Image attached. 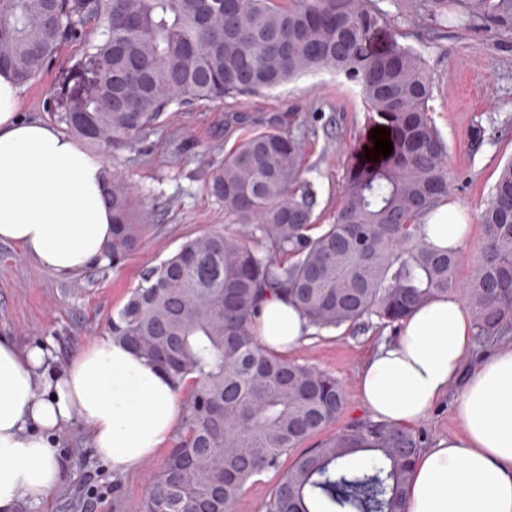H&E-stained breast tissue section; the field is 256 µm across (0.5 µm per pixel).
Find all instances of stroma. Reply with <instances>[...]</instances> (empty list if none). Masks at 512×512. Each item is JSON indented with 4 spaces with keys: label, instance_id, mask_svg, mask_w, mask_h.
<instances>
[{
    "label": "stroma",
    "instance_id": "obj_1",
    "mask_svg": "<svg viewBox=\"0 0 512 512\" xmlns=\"http://www.w3.org/2000/svg\"><path fill=\"white\" fill-rule=\"evenodd\" d=\"M376 3L387 23L374 32L371 47L382 52L396 41L421 54L433 82L430 115L448 145L449 194L480 214L503 164L512 160V28L464 23L459 0H448L444 18L433 16L430 0ZM99 37V28L88 24L49 68L22 86L24 117L60 126L58 99L75 84L90 43ZM229 112L279 118L302 141L316 200L314 221L329 223L342 200L347 152L365 132L362 100L352 84L320 71L273 91L172 106L142 141L105 160L111 175L139 197L146 223L157 225V232L119 262L102 261L69 280L18 246L0 243V336L22 348L50 341L58 364H65L106 335L109 318L148 270L186 239L224 227V205L206 182L235 141L226 132ZM396 333V327L375 325L318 331L289 352V359L336 375L347 394L344 413L327 433L307 439L306 447L365 419L358 374L372 347ZM56 441L65 479L40 512H142L150 478L170 454L162 449L133 473L118 475L93 455L81 423L63 427Z\"/></svg>",
    "mask_w": 512,
    "mask_h": 512
}]
</instances>
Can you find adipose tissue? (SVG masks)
Listing matches in <instances>:
<instances>
[{"label": "adipose tissue", "mask_w": 512, "mask_h": 512, "mask_svg": "<svg viewBox=\"0 0 512 512\" xmlns=\"http://www.w3.org/2000/svg\"><path fill=\"white\" fill-rule=\"evenodd\" d=\"M20 94L0 69V242L69 278L100 260L112 239V210L103 203L109 175L70 136L22 118ZM419 232L437 249L461 252L472 216L444 199L422 217ZM254 328L278 352L314 332L277 295L263 300ZM474 335L457 296L434 299L372 349L358 374L363 409L406 429L445 396L454 398L459 430L417 454L407 512H512V340L471 373ZM53 361L51 343L22 350L0 336V512L37 507L60 486L54 435L62 425L86 426L97 457L123 474L167 446L182 416L171 381L112 337L61 369Z\"/></svg>", "instance_id": "adipose-tissue-1"}]
</instances>
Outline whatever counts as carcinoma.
<instances>
[{
    "instance_id": "1",
    "label": "carcinoma",
    "mask_w": 512,
    "mask_h": 512,
    "mask_svg": "<svg viewBox=\"0 0 512 512\" xmlns=\"http://www.w3.org/2000/svg\"><path fill=\"white\" fill-rule=\"evenodd\" d=\"M0 0V65L20 85L60 46L98 22L90 45L97 81L61 120L77 137L117 153L181 101L275 90L326 70L360 88L370 125L390 132L376 161L367 138L346 170L333 221L312 234L314 192L299 139L276 124L241 136L212 172L227 228L191 238L158 266L108 322V334L179 384L194 378L182 432L143 501V512H236L245 485L343 413L335 376L262 345L253 322L272 291L317 329L372 319L394 325L459 293L480 336L512 320V162L479 224L482 255L437 251L420 219L448 197L447 146L429 114L432 80L412 49H370L386 16L374 0ZM468 22L512 25V0H463ZM116 261L157 231L142 203L112 179ZM422 439L365 420L300 453L262 512H406Z\"/></svg>"
}]
</instances>
